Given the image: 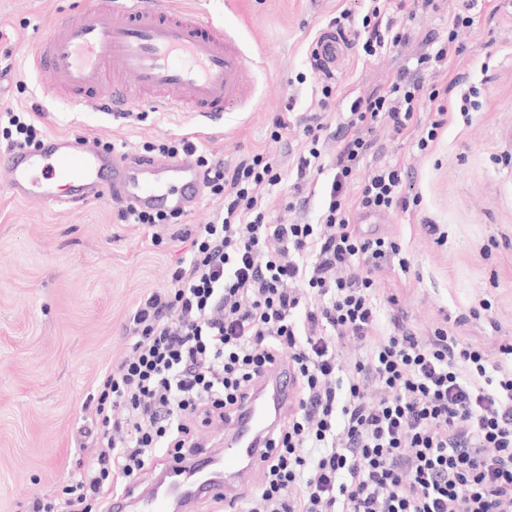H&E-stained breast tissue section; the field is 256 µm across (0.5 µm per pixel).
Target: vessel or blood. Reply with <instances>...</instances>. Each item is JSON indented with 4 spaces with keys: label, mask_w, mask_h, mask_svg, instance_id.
I'll return each mask as SVG.
<instances>
[{
    "label": "vessel or blood",
    "mask_w": 512,
    "mask_h": 512,
    "mask_svg": "<svg viewBox=\"0 0 512 512\" xmlns=\"http://www.w3.org/2000/svg\"><path fill=\"white\" fill-rule=\"evenodd\" d=\"M30 64L46 73L54 98L79 108L109 102L132 105L124 86L133 81L151 105L168 112L219 118L246 109L254 97L247 72L251 59L223 21L202 20L170 0H86L56 18ZM0 166L10 174L14 197L47 206H83L107 198L138 209L191 211L202 187L196 166L182 160L102 153L82 135L52 134L41 148L0 147ZM66 194H59V186ZM298 381L287 366L272 368L227 421L220 452L193 454L197 480L189 500H240L268 462V442L283 410L298 400ZM141 512H165L166 496L132 492L113 497L111 512L127 503Z\"/></svg>",
    "instance_id": "1"
}]
</instances>
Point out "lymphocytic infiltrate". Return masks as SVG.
<instances>
[{
  "label": "lymphocytic infiltrate",
  "instance_id": "lymphocytic-infiltrate-1",
  "mask_svg": "<svg viewBox=\"0 0 512 512\" xmlns=\"http://www.w3.org/2000/svg\"><path fill=\"white\" fill-rule=\"evenodd\" d=\"M408 0L373 8L364 49L374 57L405 41L395 20ZM446 40L421 54L386 89L353 102L335 156L323 160L317 126L303 134L297 183L331 170L329 199L315 224L277 223L264 199L284 179L255 154L235 167L209 160L183 138L160 154L193 157L205 189L224 206L197 225L190 255L169 287L147 295L130 317L132 355L108 370L95 406L96 452L70 486L65 512H95L104 489L126 488L161 452L199 449L195 425L224 421L270 368L288 364L297 408L276 428L272 457L247 512H512V368L491 362L459 329L464 318L420 336L401 316L381 317L376 273L409 263L391 237L362 233L356 215L406 207L400 166L357 175L366 132L425 126L426 150L454 115L478 108L477 86L449 101L454 57ZM439 74L422 87L418 70ZM428 112L420 122L419 112ZM366 346L349 366L342 339Z\"/></svg>",
  "mask_w": 512,
  "mask_h": 512
}]
</instances>
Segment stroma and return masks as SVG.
I'll return each mask as SVG.
<instances>
[{"label":"stroma","instance_id":"1","mask_svg":"<svg viewBox=\"0 0 512 512\" xmlns=\"http://www.w3.org/2000/svg\"><path fill=\"white\" fill-rule=\"evenodd\" d=\"M174 0L202 19L220 18L257 60L249 72L256 102L219 121L195 120L142 103L122 118L105 110L79 111L49 93V78L25 63L57 15L85 0H0V54L12 69L0 79V111L30 114L45 133L84 134L134 156L147 146L184 136L199 123L201 141L225 166L260 153L292 171L305 145L302 129L318 120L319 146L332 157L345 112L385 88L396 73L414 69L427 42L448 36V6L415 8L410 37L379 57L365 58L362 18L369 0ZM356 46L348 50L323 98L309 56L342 10ZM474 23L461 29L458 73L481 84V106L456 120L426 150L414 137L378 124L364 166L399 163L406 209L364 219L362 228L395 238L408 271L385 266L381 297L393 298L408 328L431 332L444 318L466 317L460 332L491 360L512 343V0H479ZM293 105V124L271 136L275 113ZM0 167V512H26L31 498L63 512V489L77 480L89 456L76 444L95 419L93 395L105 372L131 355L128 318L147 293L168 287L176 263L190 249L187 233L206 223L224 202L203 196L174 224H125L119 206L100 199L77 209L13 197ZM328 175L292 197L282 183L270 197L286 224L317 223ZM438 228L426 233V225ZM488 303L480 319L469 313Z\"/></svg>","mask_w":512,"mask_h":512}]
</instances>
